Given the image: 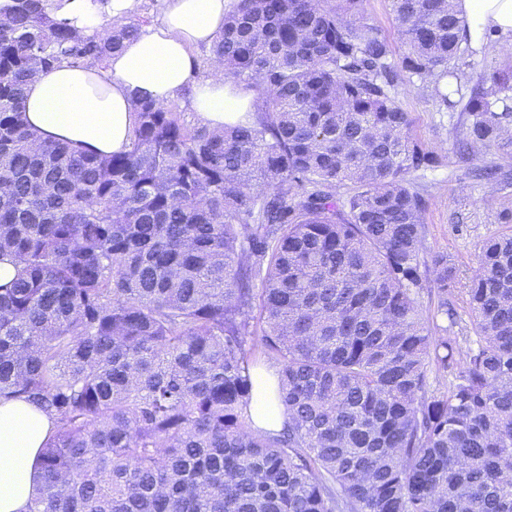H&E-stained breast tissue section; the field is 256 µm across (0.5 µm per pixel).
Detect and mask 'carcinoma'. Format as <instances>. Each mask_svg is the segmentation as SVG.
Listing matches in <instances>:
<instances>
[{"instance_id": "carcinoma-1", "label": "carcinoma", "mask_w": 512, "mask_h": 512, "mask_svg": "<svg viewBox=\"0 0 512 512\" xmlns=\"http://www.w3.org/2000/svg\"><path fill=\"white\" fill-rule=\"evenodd\" d=\"M239 0L211 53L256 120L209 128L138 100L129 149L36 142L24 91L103 65L58 0L0 5V398L52 415L32 512H512V225L458 268L429 253L420 84L477 176L509 179L512 45L471 81L452 0ZM472 84L469 96H453ZM469 315L460 349L433 318ZM288 425L251 427L254 369ZM451 376L441 389L432 376ZM363 7L368 22L388 34L392 44L394 59H399L404 47L394 25L390 0H364Z\"/></svg>"}]
</instances>
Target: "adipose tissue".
Segmentation results:
<instances>
[{"instance_id":"ef3b65f1","label":"adipose tissue","mask_w":512,"mask_h":512,"mask_svg":"<svg viewBox=\"0 0 512 512\" xmlns=\"http://www.w3.org/2000/svg\"><path fill=\"white\" fill-rule=\"evenodd\" d=\"M238 0H165L160 21L145 27L109 57L105 66L61 64L38 73L25 91V117L41 137L66 141L78 151H125L138 124L136 99L171 102L189 93L201 123L223 127L247 121L252 97L225 85L223 66L211 60L197 77L193 50L212 46L224 16ZM471 43L484 33L512 34V0H453ZM141 0H66L61 14L84 36L105 34L104 17L135 15ZM250 413L259 432L276 433L288 413L276 392L274 370L259 369ZM55 430L54 419L22 399H0V512H30L39 494V453Z\"/></svg>"}]
</instances>
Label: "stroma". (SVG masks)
Segmentation results:
<instances>
[{
  "mask_svg": "<svg viewBox=\"0 0 512 512\" xmlns=\"http://www.w3.org/2000/svg\"><path fill=\"white\" fill-rule=\"evenodd\" d=\"M401 101L414 119V135L430 145L444 143L448 149L444 163L420 180L428 194L424 215L427 245L430 251L448 253L456 262L460 279H467L483 240L512 216V186L504 189L471 176V167L490 164L492 155L473 158L468 166L459 163L449 132L450 115L439 110L423 90L410 88Z\"/></svg>",
  "mask_w": 512,
  "mask_h": 512,
  "instance_id": "stroma-1",
  "label": "stroma"
}]
</instances>
